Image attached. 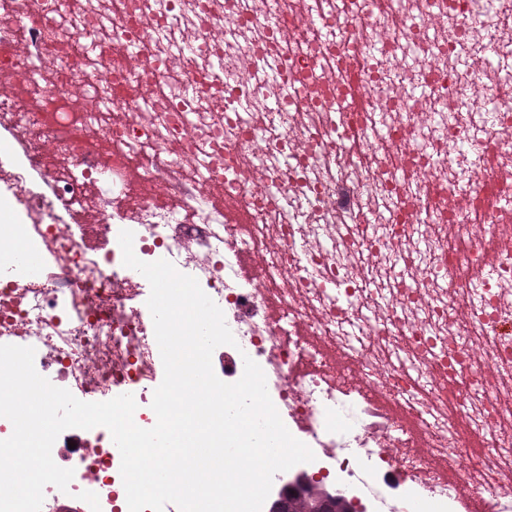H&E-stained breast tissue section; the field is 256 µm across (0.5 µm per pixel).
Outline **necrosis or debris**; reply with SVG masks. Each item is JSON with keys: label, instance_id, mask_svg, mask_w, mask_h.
<instances>
[{"label": "necrosis or debris", "instance_id": "necrosis-or-debris-1", "mask_svg": "<svg viewBox=\"0 0 512 512\" xmlns=\"http://www.w3.org/2000/svg\"><path fill=\"white\" fill-rule=\"evenodd\" d=\"M28 12L40 24L17 36ZM0 73L22 78L0 129L24 142L0 161V344L33 347L65 389L135 390L148 422L162 359L129 230L140 260L170 261L223 311L236 343L218 378L257 362L315 455L275 476L263 512H460L467 481L512 512V244L496 241L512 222V0H0ZM104 153L111 195L80 198ZM136 164L195 222L116 206ZM213 182L244 223H217ZM79 201L94 223H60ZM336 352L359 395L337 387ZM370 392L410 402L421 435L374 425ZM109 439L87 441L69 500L46 486L42 512H128Z\"/></svg>", "mask_w": 512, "mask_h": 512}]
</instances>
